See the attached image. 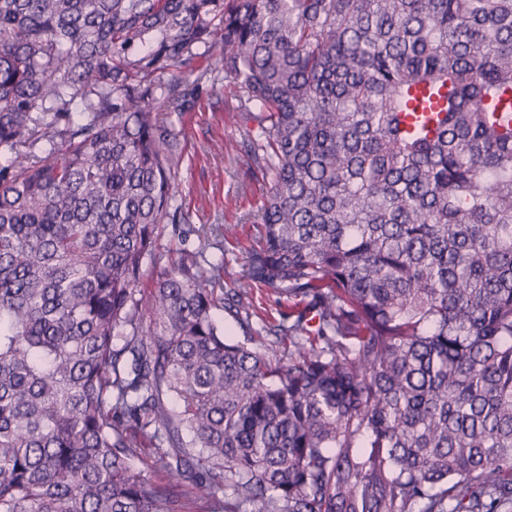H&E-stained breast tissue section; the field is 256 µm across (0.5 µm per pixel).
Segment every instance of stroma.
<instances>
[{"label":"stroma","mask_w":512,"mask_h":512,"mask_svg":"<svg viewBox=\"0 0 512 512\" xmlns=\"http://www.w3.org/2000/svg\"><path fill=\"white\" fill-rule=\"evenodd\" d=\"M231 87L217 84L199 97L193 111L175 120L183 152L178 167L177 203L193 224L235 225L223 250L211 249L209 260H223L224 287H237L244 274V256L254 245L249 213L255 212L269 190L262 177L243 174L241 128L224 112Z\"/></svg>","instance_id":"stroma-1"}]
</instances>
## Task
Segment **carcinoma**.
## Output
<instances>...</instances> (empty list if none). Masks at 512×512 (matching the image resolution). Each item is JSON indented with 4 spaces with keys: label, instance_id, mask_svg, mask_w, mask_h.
Returning a JSON list of instances; mask_svg holds the SVG:
<instances>
[{
    "label": "carcinoma",
    "instance_id": "carcinoma-1",
    "mask_svg": "<svg viewBox=\"0 0 512 512\" xmlns=\"http://www.w3.org/2000/svg\"><path fill=\"white\" fill-rule=\"evenodd\" d=\"M221 73L228 296L172 120ZM506 95L512 0H0V512H512ZM253 301L261 317L270 322H279L284 313L288 317V300L279 297L268 288H254Z\"/></svg>",
    "mask_w": 512,
    "mask_h": 512
}]
</instances>
